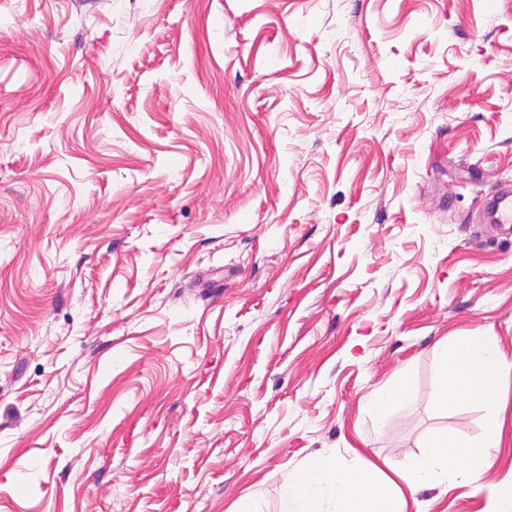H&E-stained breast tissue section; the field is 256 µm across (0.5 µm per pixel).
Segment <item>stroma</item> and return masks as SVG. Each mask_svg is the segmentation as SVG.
I'll use <instances>...</instances> for the list:
<instances>
[{
  "mask_svg": "<svg viewBox=\"0 0 512 512\" xmlns=\"http://www.w3.org/2000/svg\"><path fill=\"white\" fill-rule=\"evenodd\" d=\"M512 0H0V512H279L397 468L488 336L512 482ZM405 383L386 425L370 396Z\"/></svg>",
  "mask_w": 512,
  "mask_h": 512,
  "instance_id": "obj_1",
  "label": "stroma"
}]
</instances>
